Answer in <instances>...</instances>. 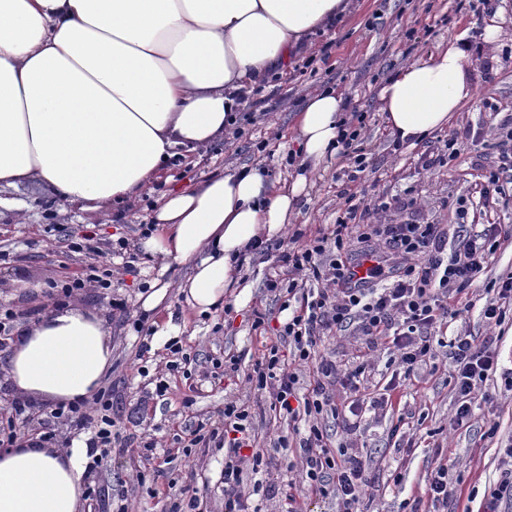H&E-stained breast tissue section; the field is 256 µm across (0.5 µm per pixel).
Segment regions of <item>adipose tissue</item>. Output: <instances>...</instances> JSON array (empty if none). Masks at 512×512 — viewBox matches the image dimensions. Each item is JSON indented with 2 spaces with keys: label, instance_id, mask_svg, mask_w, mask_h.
<instances>
[{
  "label": "adipose tissue",
  "instance_id": "1",
  "mask_svg": "<svg viewBox=\"0 0 512 512\" xmlns=\"http://www.w3.org/2000/svg\"><path fill=\"white\" fill-rule=\"evenodd\" d=\"M354 0H0V188L37 184L60 204L97 212L137 197L176 147L230 137L251 90L287 70L310 34ZM500 32L466 33L398 68L377 92L396 140L446 127L472 95L470 69ZM345 100L306 94L296 116L302 171L281 184L261 166L208 177L163 195L143 251L163 266L190 265L174 288L197 313L224 306L237 263L287 224L308 176L337 155ZM112 366V341L95 312L65 305L15 336L5 366L19 396L88 398ZM87 450L30 440L0 449V512H80Z\"/></svg>",
  "mask_w": 512,
  "mask_h": 512
}]
</instances>
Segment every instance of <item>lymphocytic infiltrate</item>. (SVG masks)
I'll return each instance as SVG.
<instances>
[{
	"label": "lymphocytic infiltrate",
	"instance_id": "lymphocytic-infiltrate-1",
	"mask_svg": "<svg viewBox=\"0 0 512 512\" xmlns=\"http://www.w3.org/2000/svg\"><path fill=\"white\" fill-rule=\"evenodd\" d=\"M373 209L348 205L327 233L313 239L292 235L280 258L289 281L269 280V292L296 291L308 284L306 300L292 311L276 344L270 345L248 380L257 400L269 401L286 422L307 420L308 430L299 439L307 494L337 499V512H364L368 469L361 448L349 443L332 451L323 430L324 416H359L366 403L361 391L365 364L340 369L332 356L317 351L321 337L354 327L367 348L388 340L399 353L405 373L449 347L455 362L453 386L460 399L457 423L472 416V403L482 385L501 377L512 388V371H500V351L492 339L468 335L444 338L442 329L460 316L456 300L472 284L495 253L502 225L489 224L482 232L466 236L449 247L448 231L441 224H376ZM385 239L405 264L393 284H386L382 266L368 272L366 287L351 285L353 266L349 253L354 241ZM294 348L293 362H285L281 345ZM314 365L312 382L303 379V368ZM50 415L62 419L74 434L89 433L87 443L93 464H100L112 446V396L98 390L90 399L61 404ZM254 413L246 403L228 402L213 420L198 424L193 444L223 439L228 446L224 461V512H250L245 492L248 474L243 449L256 442Z\"/></svg>",
	"mask_w": 512,
	"mask_h": 512
}]
</instances>
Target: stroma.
<instances>
[{
    "mask_svg": "<svg viewBox=\"0 0 512 512\" xmlns=\"http://www.w3.org/2000/svg\"><path fill=\"white\" fill-rule=\"evenodd\" d=\"M501 29L494 58L477 57L472 66L473 94L448 125L415 145L394 143L377 110L376 93L397 68L425 51L446 43L449 35L468 31L481 38L487 26ZM307 54L285 74L272 77L256 90L239 116L238 135L189 155L176 148L166 169L156 175L132 204H117L99 215L79 207H61L52 193L36 185L0 190V278L21 277L40 285V292L0 297V308L25 314L27 322L44 316L57 303L44 287L50 281L82 275L93 255L74 253L70 243L91 237L108 255L112 286L73 293L70 303L101 313L112 338V368L103 381L112 393V416L118 434L109 455L95 469L87 486L105 487V499L88 498L84 512H165L176 486L196 490L200 512H224V457L222 442L187 448L189 433L198 423L223 409L230 400H251L247 377L265 351V338L252 330L255 313L272 319V327L288 319L280 300L267 290L269 279L283 271L279 250L249 256L242 275L251 282L246 304L225 296L223 311L199 315L182 297L170 295V305L152 312L141 307L142 294L154 282H175L188 275V266L163 269L159 261L139 252L141 225L150 223L157 201L183 190L214 171L260 164L281 179L298 169L300 156L294 141V118L307 92L337 88L350 101L346 120L358 129L367 153V166L356 182H349L348 162L337 157L324 162L310 177L307 195L298 213L279 233L285 241L300 232L318 236L335 223L353 194L372 206L379 199L403 202L381 216L385 224H443L448 244L456 246L459 226L477 233L488 224L512 225V176L503 175L499 193L481 198L479 191L489 171L498 166L495 144L505 131L500 123L512 116V0H358V8L336 20L327 32L316 33ZM482 128L478 138L471 128ZM457 138L453 160L425 166V155L443 149ZM467 200L465 217H458L459 200ZM24 223H17V216ZM134 262H127V255ZM512 276V236L501 239L487 267L467 293L477 307L449 323V335L459 333L484 339L494 335L501 351V369L512 368V310L505 322L489 328L478 308L492 297L493 283ZM178 327L187 359L167 369V349L150 351L148 342L166 323ZM237 357L236 371L219 364ZM391 342L372 353L367 374L370 390L395 386L401 400L392 409L365 415L356 433L328 416L322 421L334 442L357 440L369 465L370 487L365 502L370 512H426L422 499L425 479L438 449L451 451L454 497L448 512H478L483 495L499 475L498 448L512 438V390L501 380L488 382L492 399L480 403L471 419L457 425V396L450 381L454 361L439 349L434 364L405 373ZM165 395H157L158 383ZM413 438L411 452L399 451L400 436ZM292 471L260 469L252 477L256 489L250 499L260 512H287L284 496L269 498L262 488L299 481V447L286 449ZM401 469L404 479L394 483L391 473Z\"/></svg>",
    "mask_w": 512,
    "mask_h": 512,
    "instance_id": "stroma-1",
    "label": "stroma"
}]
</instances>
